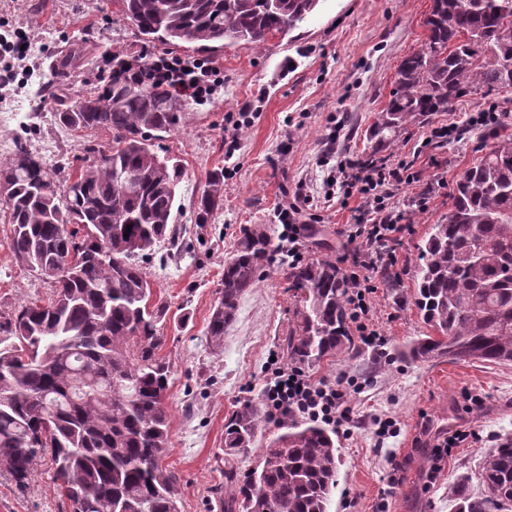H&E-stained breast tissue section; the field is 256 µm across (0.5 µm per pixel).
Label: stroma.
Returning a JSON list of instances; mask_svg holds the SVG:
<instances>
[{"mask_svg": "<svg viewBox=\"0 0 512 512\" xmlns=\"http://www.w3.org/2000/svg\"><path fill=\"white\" fill-rule=\"evenodd\" d=\"M431 0H321L316 12L286 37L269 38L262 47L239 41L225 44L212 58L224 66V88L204 104L184 102L180 123L153 141L159 155L180 160L175 225L182 248L170 260L150 259L146 272L157 301L168 314L161 349L173 366L169 392L170 442L164 463L180 477L181 512H224V426L247 403L262 401L270 353L282 352L299 301L288 264L274 262L268 274L242 296L234 321L224 332V347L214 350L205 336L218 297L224 261L245 224L270 225L281 234L279 207L296 194L310 228L301 237L305 259H333L340 248L338 228L361 223L359 198L335 195L331 178L338 162L369 158L372 125L386 107L401 59L424 37L422 22ZM29 37L24 60L0 52V69L17 77L0 83V111L15 113L0 125V161L14 151L18 135L47 164L68 157L81 165L87 145L109 146L103 130L72 131L57 117L55 93L47 86L49 66L70 50L80 60L62 80L75 98L100 85L104 57L113 51L154 57L166 52L188 56V49L154 42L142 44L118 0H0V35ZM494 108V128L512 137V92L463 99L399 133L381 159L412 162L417 182L399 187L394 205L413 224L412 235L395 247L401 262L370 299L373 323L387 336V356L353 351L313 367L315 378L344 374L368 376L372 383L353 395L355 427L338 436L341 465L329 512H346L356 499L358 512H375L378 492L389 471L390 455L405 463L404 477L389 501V512H455L449 489L466 482L480 495L478 472L485 456L505 435H512V364L447 361L415 363L397 356L398 347L426 334L411 302L419 248L431 225L448 215L449 197L434 192L437 180L455 184L486 150L485 128L469 116ZM248 125L237 126L240 112ZM456 125L458 135L428 141L431 129ZM237 147H230V140ZM224 175V201L207 223L196 221L198 200L210 173ZM426 206H417L418 194ZM12 233L6 206L0 205V311L20 308L52 294L49 280L17 262L8 242ZM481 395L473 413L463 410L464 393ZM396 420L400 431L378 440L376 418ZM469 419L477 440L453 449L433 489L423 487L437 436ZM0 512H69L58 495L50 459H42L26 487L0 475Z\"/></svg>", "mask_w": 512, "mask_h": 512, "instance_id": "obj_1", "label": "stroma"}]
</instances>
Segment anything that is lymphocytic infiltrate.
Returning <instances> with one entry per match:
<instances>
[{"mask_svg":"<svg viewBox=\"0 0 512 512\" xmlns=\"http://www.w3.org/2000/svg\"><path fill=\"white\" fill-rule=\"evenodd\" d=\"M113 73L121 78L162 82L176 95L197 103L213 98L224 85L223 68L203 58L162 54L147 62L127 61ZM340 171L344 196L359 195L373 221L341 228L344 242L337 262L346 280L350 319L357 336L365 348L382 356L388 339L370 321L369 297L376 292L380 277L398 263L394 243L413 232L404 212L390 204L392 189L417 182L418 176L403 161L390 167L348 160L341 163ZM367 385V380L349 375L333 382L316 380L300 366L275 360L267 367L266 413L277 421L288 418L318 422L347 435L353 420L351 397L362 393Z\"/></svg>","mask_w":512,"mask_h":512,"instance_id":"1","label":"lymphocytic infiltrate"}]
</instances>
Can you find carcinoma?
I'll return each instance as SVG.
<instances>
[{"instance_id": "1", "label": "carcinoma", "mask_w": 512, "mask_h": 512, "mask_svg": "<svg viewBox=\"0 0 512 512\" xmlns=\"http://www.w3.org/2000/svg\"><path fill=\"white\" fill-rule=\"evenodd\" d=\"M120 2L142 36L207 54L226 40L259 47L270 36L285 37L320 0ZM424 25L425 41L400 62L372 127L378 152L408 123L447 112L464 97L512 92V0H432ZM175 100L165 84L111 76L58 113L67 127L108 131L110 147L88 146L91 157L75 173L63 160L47 166L21 143L0 163L9 249L54 283L47 303L0 313V474L25 487L50 455L70 512H181L179 476L163 465L172 378L160 355L167 310L152 301L143 267L159 243L176 248L182 171L151 144L153 133L178 124ZM118 175L129 178L127 187L117 185ZM223 197L224 175L210 176L198 223H207ZM277 254L288 261V245L274 242L269 225L241 229L207 325L212 347H223L242 295ZM421 257L414 305L435 335L415 338L400 356L511 364L512 138H493L465 171ZM290 279L300 307L284 339L288 358L313 366L354 350L336 262L296 265ZM264 419L263 406L251 403L225 427L226 512H328L339 450L336 434L316 422L281 421L259 464L242 481L234 476V454L254 447ZM480 479L478 498L462 484L452 488L456 512H512V439L486 457Z\"/></svg>"}]
</instances>
